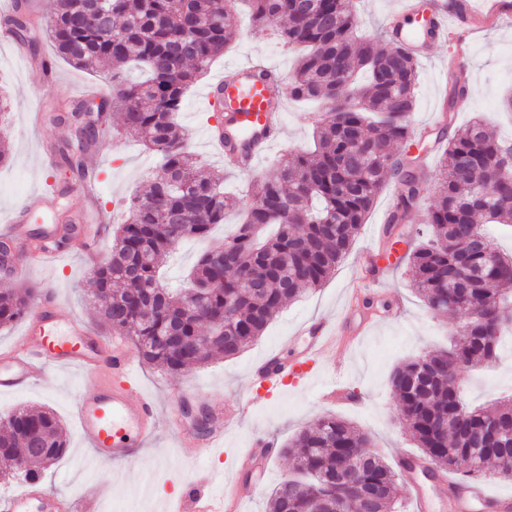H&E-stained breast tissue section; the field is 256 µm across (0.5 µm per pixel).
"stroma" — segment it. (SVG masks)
I'll use <instances>...</instances> for the list:
<instances>
[{
    "label": "stroma",
    "mask_w": 512,
    "mask_h": 512,
    "mask_svg": "<svg viewBox=\"0 0 512 512\" xmlns=\"http://www.w3.org/2000/svg\"><path fill=\"white\" fill-rule=\"evenodd\" d=\"M237 38L212 65L206 76L193 85L177 121L183 128L190 150L198 157L203 171L223 168L224 162L214 156L206 135L215 121L213 109L206 100L208 87L223 77L231 66L248 59L265 56L279 69L282 79H289L295 56L269 36L253 34L247 15L232 21ZM454 50L453 42L436 45L432 58L418 64L415 109L412 123L435 129L448 87L464 86L470 98L467 108L454 115V128L465 127L479 116L491 123L498 134L512 139V112L502 108L506 95H512V21L501 27L487 28L473 34L468 55L454 72L446 64ZM45 54L53 63L55 81L42 86L41 76L28 67L34 53ZM108 67L90 72L74 67L59 57L49 42H40L37 49L19 50L0 44V89L11 99L9 109L0 113V128L8 133L12 160L0 165V226L6 225L16 206H31L28 228L47 224L48 218L36 209V196L45 180L66 183L67 193L59 200V209L71 214L81 206L76 193L78 176H59L56 167L40 170L38 159L44 148L66 138L69 131L58 125L56 110L80 102L81 88L94 86L107 93L105 80ZM308 104L288 100L283 113V129L277 143L268 151L257 169L245 173L233 171L226 182L227 191L241 201H249L256 179L272 172L284 154L308 149L312 143V127ZM102 158L100 206L113 212L123 205L134 191L145 190L157 158L141 143L113 134L100 138L95 146ZM401 154L420 157L428 173V183L419 208L403 234L410 235L423 228L427 209L436 200L437 172L441 149L420 152L416 142L400 146ZM394 204L392 187H385L362 224L344 260L319 288L287 304L268 325L263 336L233 358L216 357L205 366L184 374H173L135 361L130 380L133 390L155 397L161 422L152 447L140 459L121 465H110L96 458L80 439L73 415L74 403L84 389V381L69 372H55L30 388L16 393H0V426L8 415L25 406L53 410L63 426L68 450L50 466L40 479L45 491L77 499L96 488L109 490L100 512H170L172 499L203 470L215 472V492L230 489L240 492L239 512H265L272 489L291 471L287 457L274 454L266 469L246 471L238 465L241 451L248 448L253 435L273 436L285 444L316 416L333 414L366 432L372 451L389 465H396L399 455L416 453L417 448L399 417L397 400L391 393L388 379L393 368L403 360L423 352L447 347L454 320L449 315L429 312L422 299L408 286L406 243H399L390 259H381L385 239L374 236L375 226L384 224ZM236 214H229L224 223L215 226L210 239L179 240L169 249L163 273L171 287H180L188 269L210 244L223 241L237 224ZM377 253L373 277H366L358 260L366 251ZM92 277L90 267L73 250H64L55 267L31 265L20 276L0 274V288L34 284L40 289H53L60 296L65 312L83 320L103 340H112L110 330L100 322L89 296ZM375 297L386 300L381 318H373L363 300ZM323 318L343 324L335 346L323 359L324 365L346 369L345 386L351 396L359 398L356 406L322 403L318 390L307 384H291L275 392L265 403L242 415L224 418V446L213 455L196 453L195 449L178 444L167 414L178 392L187 391L206 396L222 395L225 403L246 400L248 381L253 366L275 351H287L288 340L304 321ZM512 396V346L503 345L499 362L486 365L474 373L466 386L470 403L486 405Z\"/></svg>",
    "instance_id": "stroma-1"
}]
</instances>
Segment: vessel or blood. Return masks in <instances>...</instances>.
<instances>
[{
    "mask_svg": "<svg viewBox=\"0 0 512 512\" xmlns=\"http://www.w3.org/2000/svg\"><path fill=\"white\" fill-rule=\"evenodd\" d=\"M419 0H403L387 23L388 35L414 55L427 56L430 45L447 36L450 26L481 27L512 18L503 0H427L419 9ZM268 73V80L255 76L256 70ZM234 79H218L224 110L233 116L235 126L252 135L249 150L242 154L244 170H253L261 156L280 137L274 105L281 102L283 90L272 83L277 68L268 61L259 65L242 64L234 69ZM90 177L81 181L78 190L83 206L78 212V237L82 248L93 250L98 232L88 226L98 214L100 192L96 162H89ZM307 336L306 346L292 361L271 355L260 362L249 377L250 404L287 386L299 378L319 385L325 398L335 400L342 394L340 381H326L319 361L332 342L326 321L320 320L300 330ZM72 368L90 379L91 386L75 402L78 432L83 443L96 457L107 463L123 462L137 456L153 439L159 424L157 406L151 396L134 393L129 387L133 372L132 356L122 342L103 344L79 319L63 313L55 295L37 299L28 311L26 325L17 343L0 353V391L18 392L34 384L40 375L51 370ZM210 423L205 433L194 428L182 429V447L208 453L224 444V407H208ZM439 483L448 487L449 512H512V497L487 491L465 480L438 475ZM180 500L189 512H224V499L211 492L209 482L188 484ZM0 512H97L92 499L76 501L49 494L38 483L0 500Z\"/></svg>",
    "mask_w": 512,
    "mask_h": 512,
    "instance_id": "1",
    "label": "vessel or blood"
}]
</instances>
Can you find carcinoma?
I'll use <instances>...</instances> for the list:
<instances>
[{
  "label": "carcinoma",
  "mask_w": 512,
  "mask_h": 512,
  "mask_svg": "<svg viewBox=\"0 0 512 512\" xmlns=\"http://www.w3.org/2000/svg\"><path fill=\"white\" fill-rule=\"evenodd\" d=\"M41 33L16 0L19 42L54 43L71 64L111 68L110 108L84 120V108L58 116L71 137L53 147L57 167L85 172V157L115 131L141 141L161 159L148 189L128 200L113 233L112 255L94 281L92 298L103 324L128 339L141 361L185 373L216 355H238L260 338L284 305L321 286L335 271L365 223L378 194L395 178V204L384 236L402 238L420 205L427 174L397 147L413 137L416 58L399 44L355 36L353 0H55ZM245 7L258 32L273 29L304 50L288 80V94L321 105L314 149L286 154L255 181L252 201L224 193V179L205 175L176 129L188 88L204 76L234 39L231 17ZM466 95L453 84L434 143L442 153L437 201L426 214L427 234L409 251L412 288L434 314H460L468 334L447 349L427 351L397 366L389 384L421 458L469 480L493 465L512 480V396L482 407L463 396L468 370L498 357L506 329L498 319L512 304V253L499 250L487 224H512V175L500 176L512 144L481 120L447 136L453 111ZM224 144L237 141L225 118ZM243 211L235 232L203 253L188 287L160 281L172 241L205 239L226 214ZM476 237L471 272L457 281L461 244ZM40 294L35 286L0 290V326L22 318ZM448 416V428L434 419ZM499 425L496 437L487 421ZM369 436L347 420L321 415L281 453L296 478L271 492L266 512H399L397 473L380 456L365 454ZM67 451L63 427L49 410L22 407L0 433V469L25 481ZM20 460L27 461L17 470Z\"/></svg>",
  "instance_id": "1"
}]
</instances>
